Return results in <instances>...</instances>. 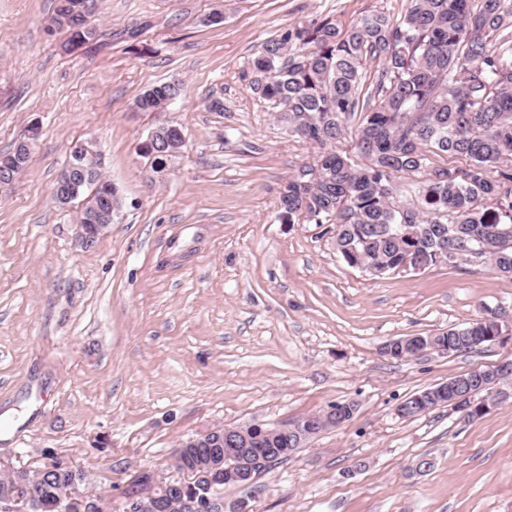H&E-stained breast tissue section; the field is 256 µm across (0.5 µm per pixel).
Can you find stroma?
Instances as JSON below:
<instances>
[{"instance_id": "35a3bbf8", "label": "stroma", "mask_w": 512, "mask_h": 512, "mask_svg": "<svg viewBox=\"0 0 512 512\" xmlns=\"http://www.w3.org/2000/svg\"><path fill=\"white\" fill-rule=\"evenodd\" d=\"M410 0H98L97 36L67 53L54 0H0V153L38 124L27 169L0 188V459L54 453L112 512L133 479L175 477L177 442L271 426L356 402L343 425L228 485L251 512H512L511 397L478 418L397 406L449 377L512 358V333L463 353L393 359L406 336L512 307V278L434 265L374 278L324 224H283L281 189L316 146L289 137L249 87L269 39L301 21L350 28ZM181 80L162 113L153 85ZM224 109L210 111L212 99ZM187 143L163 172L141 146L160 123ZM104 158L121 195L89 249L52 191L71 144ZM433 465L415 471L420 459ZM182 86L175 80L154 85L137 100L138 106L143 112H162L171 97L181 94Z\"/></svg>"}]
</instances>
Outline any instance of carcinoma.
Wrapping results in <instances>:
<instances>
[{
	"instance_id": "carcinoma-1",
	"label": "carcinoma",
	"mask_w": 512,
	"mask_h": 512,
	"mask_svg": "<svg viewBox=\"0 0 512 512\" xmlns=\"http://www.w3.org/2000/svg\"><path fill=\"white\" fill-rule=\"evenodd\" d=\"M410 2L398 20L374 11L346 30L329 18L292 25L253 59V93L289 136L320 149L285 182L279 219L336 225L338 254L375 278L395 272L411 250L430 260L444 244L457 266L478 262L512 276V0ZM65 31L74 51L97 35L84 17ZM368 59L380 65L374 105L360 91ZM181 90L180 82L157 84L138 106L162 112ZM357 112L360 163L333 150ZM458 157L467 165L446 163ZM398 174L422 175L402 203L394 200ZM407 224L419 230L413 242L402 237ZM492 329L481 318L432 339L468 352ZM71 469L59 460L28 470L39 512H90L99 496L66 498Z\"/></svg>"
}]
</instances>
